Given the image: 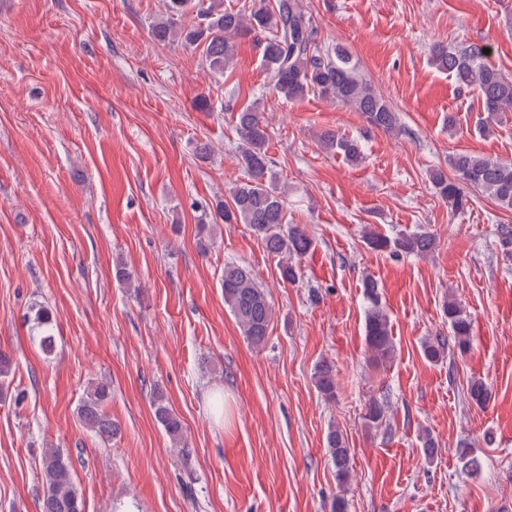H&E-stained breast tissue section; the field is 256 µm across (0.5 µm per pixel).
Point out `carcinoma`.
Masks as SVG:
<instances>
[{"mask_svg": "<svg viewBox=\"0 0 512 512\" xmlns=\"http://www.w3.org/2000/svg\"><path fill=\"white\" fill-rule=\"evenodd\" d=\"M194 12L197 21L179 26L175 18ZM154 39L165 43L179 41L189 47H200L204 63L215 75H224V68L233 60V38L262 34L261 66L269 76L275 91L288 101L317 94L350 106L362 114L366 123L384 132L399 128V117L391 105L378 95L370 84L359 78L349 55L341 47L324 49L316 39V27L302 0H266L251 9L224 7V0H162V11L151 28ZM430 60L436 69L448 75L460 89L476 91L486 117L481 129L512 112V77L486 62L484 48L452 49L443 42L430 47ZM239 140L237 165L246 179L229 188L227 198L216 201L213 210L204 213L201 221L212 224H246L262 240L268 254L279 258L282 280L294 284L300 281V268L293 259L305 257L313 240L302 224L288 222L283 192L274 184L267 120L257 104L241 108L235 117ZM323 148L334 151L352 164L363 158L359 139L334 131L323 133ZM453 177L440 169L430 174L436 194L455 212H463L470 204L467 189L489 193L501 205L512 207V159H489L469 153H457L451 160ZM367 245L398 258L403 255L424 257L436 246L433 233L420 231L393 237L379 233L366 236ZM224 304L228 307L247 341L256 349L265 346L274 321V309L265 288L253 270L244 264L224 265L222 275ZM366 303L364 336L368 361L383 365L396 353L389 314L381 301L379 282L371 275L362 279ZM442 313L448 321L453 348L463 353L471 344L472 322L461 305L445 299ZM56 313L48 306L37 308L31 330L47 356L55 349L53 333ZM447 343L440 338H428L422 344L424 356L439 362L446 356ZM313 382L317 392L327 402L336 400V368L327 360L316 364ZM472 401L481 404L488 397V388L481 379L468 384ZM112 397L111 384L97 382L82 399L77 416L84 426L102 438L110 439L120 432L118 423L104 411ZM156 421L177 447L185 445L184 426L168 405L163 392L155 391L151 400ZM387 401L370 398L364 406L363 423L377 429L386 422ZM326 448L336 468V480L341 486L350 479V450L343 433L331 426L326 434ZM43 485L42 512H85L82 495L73 479L70 458L58 448H47L41 460Z\"/></svg>", "mask_w": 512, "mask_h": 512, "instance_id": "1", "label": "carcinoma"}]
</instances>
